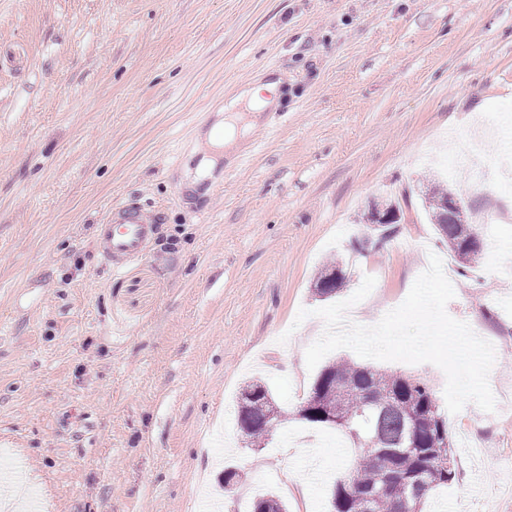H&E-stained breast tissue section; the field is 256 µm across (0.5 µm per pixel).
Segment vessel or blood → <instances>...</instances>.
I'll return each instance as SVG.
<instances>
[{
    "mask_svg": "<svg viewBox=\"0 0 512 512\" xmlns=\"http://www.w3.org/2000/svg\"><path fill=\"white\" fill-rule=\"evenodd\" d=\"M158 216L135 204L112 206L99 227L98 246L102 259L113 270L142 257L157 232Z\"/></svg>",
    "mask_w": 512,
    "mask_h": 512,
    "instance_id": "vessel-or-blood-1",
    "label": "vessel or blood"
}]
</instances>
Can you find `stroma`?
<instances>
[{
  "label": "stroma",
  "mask_w": 512,
  "mask_h": 512,
  "mask_svg": "<svg viewBox=\"0 0 512 512\" xmlns=\"http://www.w3.org/2000/svg\"><path fill=\"white\" fill-rule=\"evenodd\" d=\"M269 74L280 115L189 193L205 132ZM510 142L512 0H0V455L40 512H330L359 450L298 416L313 283L339 262L340 302L375 277L371 326L430 255L454 264L418 194L441 179L485 240L447 312L493 344L497 407H440L455 476L424 512H512ZM390 200L398 228L362 249ZM115 201L164 219L119 272L95 244ZM250 381L283 413L259 448ZM249 389L256 399L251 400L248 398L238 397V425L242 432H244L251 443H261L262 440L268 438L269 431L266 428V414L259 404L263 400H271L274 406L275 415L271 418V421H278L279 416L282 417L281 411L275 406L273 398L269 393L268 388L261 382L248 383L243 389Z\"/></svg>",
  "instance_id": "stroma-1"
}]
</instances>
